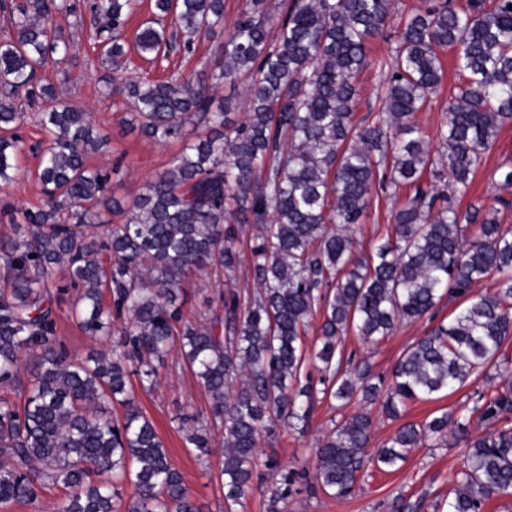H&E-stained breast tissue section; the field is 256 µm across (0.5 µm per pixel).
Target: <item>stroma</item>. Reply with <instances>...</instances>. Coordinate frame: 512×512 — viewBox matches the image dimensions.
I'll return each instance as SVG.
<instances>
[{
  "mask_svg": "<svg viewBox=\"0 0 512 512\" xmlns=\"http://www.w3.org/2000/svg\"><path fill=\"white\" fill-rule=\"evenodd\" d=\"M244 4L245 0H224V23L221 28L209 35H199L193 54L184 56L176 52L161 62L142 59L135 47L136 33L154 19L151 0H143L140 9L130 18L124 34L132 76L166 78L177 75L196 81L209 80L216 48L233 32ZM56 22L74 41L72 57L63 68L46 66L40 79L54 88L59 99L90 112L101 133L108 136V146L90 153L89 163L94 167L109 163L118 165L119 170L112 176L110 189L115 199L126 200L146 180L167 169L182 145L177 141L147 139L123 123L122 111L117 109L113 96L104 88L103 77L107 69L98 62L94 51L95 22L90 11H83L78 16L60 13L56 16ZM443 65L444 82L438 99L415 117L422 138L433 150L439 146L437 133L446 119L452 88L458 82L451 56H444ZM19 134L26 150L16 158L19 171L15 181L0 189V238L11 233L13 210L36 206L43 197L42 187L35 177L37 160L28 150L29 145L43 137L35 110H28L27 120ZM505 163L512 165V125L509 124L502 128L495 148L483 160L468 193L460 198L458 207L463 210L471 205L496 206L499 223L503 228L512 230V187H501L499 178V168ZM409 193L406 187L397 191L374 187L370 205L355 235L356 253L373 252L391 236V215L405 204ZM434 322L424 319L402 323L390 336L375 344L362 343L351 334L347 336L342 351L355 360L367 361L374 374L387 376L404 349L430 331ZM499 363V368H491L485 374L472 377L465 386L446 398L409 404L402 420L423 422L440 409L467 402L474 391L493 389L499 370H512V340L504 343ZM137 400L152 418L172 462L183 473L201 512H219L224 502V491L216 475L222 459L214 455L210 457L208 466H200L193 453L184 446L178 420L182 414L208 413V394L196 384L189 371L164 367L160 370V379L154 390L138 392ZM358 408L359 404L355 401L342 408L334 400H317L304 428L291 429L280 422L271 425L259 437L260 449L264 457L276 461L281 468L314 473L315 459L311 449L317 439L327 431L332 421L343 420ZM459 462L460 449L455 444L441 448L423 446L411 450L400 467L369 468L359 488L349 497L336 498L321 492L313 496L304 489H297L284 505L283 512H395L394 505L400 498L420 504V512H448V491L453 486Z\"/></svg>",
  "mask_w": 512,
  "mask_h": 512,
  "instance_id": "obj_1",
  "label": "stroma"
}]
</instances>
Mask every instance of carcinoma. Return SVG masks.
<instances>
[{"mask_svg": "<svg viewBox=\"0 0 512 512\" xmlns=\"http://www.w3.org/2000/svg\"><path fill=\"white\" fill-rule=\"evenodd\" d=\"M512 0L434 3L400 22L393 54L372 58L368 44L391 18V0H248L219 47L216 85L242 81L250 101L244 121L215 85L190 79L127 76L121 31L138 0H10L12 34L0 39V187L13 181L24 151L18 99L41 105L46 138L38 144L43 203L13 210V236L0 241V386L31 370L19 405L0 396V504L49 495L52 512H200L152 419L136 404L133 383L154 388L172 348L210 396V413L179 417L185 447L208 466L213 430L224 434V505L241 502L259 466L276 471L268 512L304 484L336 498L352 494L369 464L392 468L426 439L462 443L448 512H481L512 495V377L477 394L472 406L401 425L373 454L367 405L397 418L410 402L464 386L496 363L512 338V231L477 207L461 213L430 186L440 176L464 193L483 157L512 123ZM155 25L136 36L141 56L192 52L194 37L223 24L224 0H154ZM88 7L104 19L96 44L112 74L108 92L129 111L128 126L159 142L185 138L202 113L210 131L183 146L170 166L126 204L109 195L114 168L90 167L107 142L84 112L39 80L53 61L68 62L71 41L53 23L58 12ZM172 16L186 40L167 36ZM453 54L461 84L438 132L434 155L415 136L417 112L443 81L438 51ZM386 72L384 106L370 123L353 119L360 74ZM414 189L395 212L392 238L373 254H354L356 225L380 175ZM125 215L121 224L108 219ZM252 220L256 291L241 305L217 289L197 318L183 313V282L212 269L232 278L240 266L237 216ZM493 278L492 291L479 287ZM68 317L96 343L69 352L57 324L69 290ZM466 306L408 345L390 380L360 363L341 371L347 332L372 343L396 324L433 317L443 298ZM321 315L317 389L302 375L303 338ZM363 408L320 437L315 475L285 473L260 460L265 422L309 419L317 394ZM124 409L122 419L112 409ZM491 428L471 431L472 419Z\"/></svg>", "mask_w": 512, "mask_h": 512, "instance_id": "obj_1", "label": "carcinoma"}]
</instances>
